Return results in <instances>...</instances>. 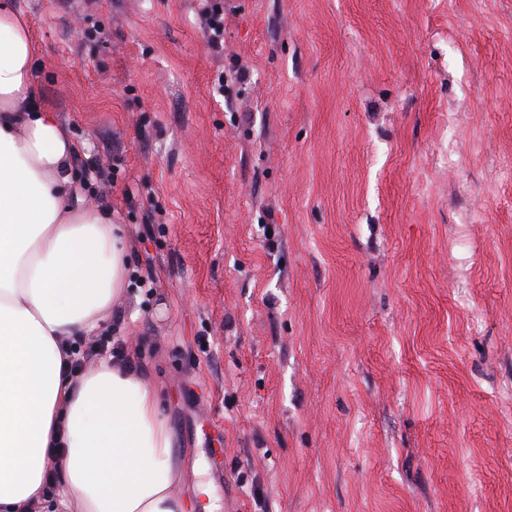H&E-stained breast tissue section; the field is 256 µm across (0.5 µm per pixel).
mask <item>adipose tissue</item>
I'll list each match as a JSON object with an SVG mask.
<instances>
[{"instance_id":"ef3b65f1","label":"adipose tissue","mask_w":512,"mask_h":512,"mask_svg":"<svg viewBox=\"0 0 512 512\" xmlns=\"http://www.w3.org/2000/svg\"><path fill=\"white\" fill-rule=\"evenodd\" d=\"M37 56L0 0V512H185L155 383L117 359L70 371L130 284L127 228L73 196Z\"/></svg>"}]
</instances>
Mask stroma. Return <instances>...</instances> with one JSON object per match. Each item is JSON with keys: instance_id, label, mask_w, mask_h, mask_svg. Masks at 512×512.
<instances>
[{"instance_id": "1", "label": "stroma", "mask_w": 512, "mask_h": 512, "mask_svg": "<svg viewBox=\"0 0 512 512\" xmlns=\"http://www.w3.org/2000/svg\"><path fill=\"white\" fill-rule=\"evenodd\" d=\"M15 3L181 496L512 512V0ZM200 2L202 6L199 14L202 23L210 35L212 44L219 47L224 40V1L201 0Z\"/></svg>"}]
</instances>
